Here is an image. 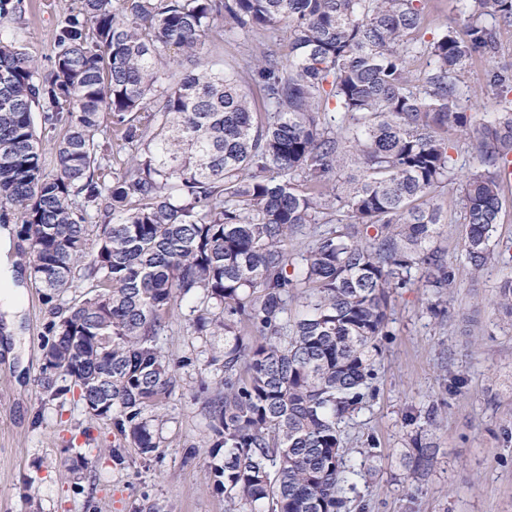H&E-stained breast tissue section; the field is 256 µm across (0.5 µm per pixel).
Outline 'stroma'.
<instances>
[{"label": "stroma", "instance_id": "1", "mask_svg": "<svg viewBox=\"0 0 512 512\" xmlns=\"http://www.w3.org/2000/svg\"><path fill=\"white\" fill-rule=\"evenodd\" d=\"M78 0H23L21 12L0 23V36L22 44L42 72H49L59 20ZM494 61L478 59L463 76L467 111L493 120L496 94L487 82L491 66L512 65V27H498ZM288 58V37L258 28L241 35L217 27L199 63L237 75L251 88L247 66L262 47ZM457 180L438 188L435 200L448 222L439 244L455 282L443 300L424 288L419 272L391 292L388 331L375 357V391L340 429L349 458L364 476L352 493L350 512H512V321L497 305L498 288L512 269L492 263L476 270L462 252L463 173L478 157L467 136L449 135ZM442 315H434L432 304ZM191 305L176 302L169 329L158 344L171 362L177 387L155 430L161 446L150 456L127 447L111 422L88 414L75 394L49 397L37 379L43 328L49 318L35 288L24 286L18 328L25 346L13 353L0 322V512H133L149 501L169 512H226L224 494L209 475L211 435L202 380L217 372L210 360L220 336L194 334ZM466 380L462 393L448 390L452 376ZM437 425L429 427L428 410ZM432 428L438 448L422 487L404 477L401 455L409 437ZM379 456L366 462L368 439ZM122 460H115L113 449ZM90 465L74 469L76 456Z\"/></svg>", "mask_w": 512, "mask_h": 512}]
</instances>
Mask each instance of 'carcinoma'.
Listing matches in <instances>:
<instances>
[{
	"mask_svg": "<svg viewBox=\"0 0 512 512\" xmlns=\"http://www.w3.org/2000/svg\"><path fill=\"white\" fill-rule=\"evenodd\" d=\"M450 3L466 37L449 27L426 41L422 0H80L57 25L45 75L0 39V208L18 213L28 279L50 315L38 386L77 390L151 455L160 441L146 413L176 387L157 339L175 301L192 297L195 332L224 335L205 409L228 512H347L358 472L340 423L372 390L389 289L413 268L439 295L454 283L435 245L447 216L434 192L455 177L450 131L475 132L479 158L465 177V257L477 269L512 261V244L492 241L512 165V73L489 71L492 123L466 111L460 86L473 60L497 52L484 16L512 26V0ZM219 22L288 33V66L266 50L254 63L262 114L236 76L195 68ZM416 50L430 65L420 85L408 70ZM173 55L191 66L175 83L163 67ZM36 105L60 130L54 176ZM105 113L129 148L112 175L97 156ZM347 146L358 173L339 193ZM339 211L347 220L318 232L290 273L288 244ZM78 281L87 290L61 302ZM498 305L512 318V275ZM411 445L402 465L420 484L437 448L421 432Z\"/></svg>",
	"mask_w": 512,
	"mask_h": 512,
	"instance_id": "carcinoma-1",
	"label": "carcinoma"
}]
</instances>
